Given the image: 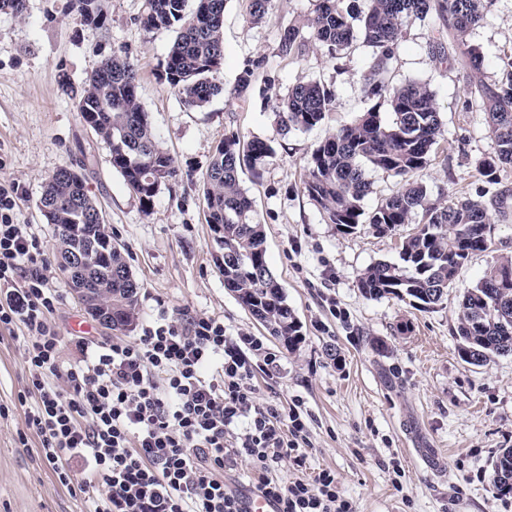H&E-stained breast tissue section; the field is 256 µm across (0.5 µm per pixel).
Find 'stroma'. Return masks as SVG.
Segmentation results:
<instances>
[{
    "label": "stroma",
    "mask_w": 512,
    "mask_h": 512,
    "mask_svg": "<svg viewBox=\"0 0 512 512\" xmlns=\"http://www.w3.org/2000/svg\"><path fill=\"white\" fill-rule=\"evenodd\" d=\"M319 0H274L265 20L250 26L240 0L224 11V67L232 86L246 60H266L278 76L277 95L297 83L333 88L336 110L308 131L281 134L260 101L215 97L190 109L157 78L174 32H145V0H103L104 28L91 30L66 13L67 0H27L25 17L0 12V189L13 192L12 219L30 225L50 266L47 276L62 294L55 314L64 338L61 355L78 360L73 320L87 323L91 340H132L159 314L223 321L227 335L263 338L280 360L274 377L259 376L261 402L280 406L302 396L312 415L308 475L335 470L358 512H512V496L497 495L488 478L492 456L512 448V355L486 365L457 354L458 302L490 266L512 256V199L490 212V247L459 269L442 305L421 311L393 297L366 299L358 279L378 261L399 259L397 236L365 228L340 232L326 223L303 191L312 149L352 123L368 102L362 74L370 54L354 45L333 63L316 48L288 57L278 50L282 29L313 15ZM445 41L447 61L429 45ZM484 57L474 70L449 40L445 21L407 26L391 63L390 79L429 84L440 105L446 150L420 176L430 194L446 200L477 197L484 184L474 163L493 154L486 114L469 88L494 80L512 52V0H494L486 20L466 37ZM139 64L138 95L160 143L180 170L143 210L113 169L108 143L83 121L62 87L82 88L112 51ZM261 139L274 153L263 177L243 173L266 233L267 262L302 325L304 339L288 350L224 286L222 256L206 222L202 183L225 134ZM68 165L83 174L109 235L124 246L141 288L133 325L116 332L87 314L74 298L57 260V241L38 200L45 179ZM27 387L22 342L0 330V512H85L82 493L63 487L28 435L18 395ZM27 443H20V435ZM405 472L395 487L390 461Z\"/></svg>",
    "instance_id": "35a3bbf8"
}]
</instances>
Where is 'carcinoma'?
I'll list each match as a JSON object with an SVG mask.
<instances>
[{
    "mask_svg": "<svg viewBox=\"0 0 512 512\" xmlns=\"http://www.w3.org/2000/svg\"><path fill=\"white\" fill-rule=\"evenodd\" d=\"M252 25L263 21L273 0H242ZM494 0H322L313 16L290 24L280 35L284 56L302 54L308 44L331 61L342 60L356 42L371 52L363 75L364 97L370 106L352 123L343 125L311 152L304 193L323 214L326 223L342 232L361 225L376 235L397 233L422 216L423 224L402 237L395 264L379 261L359 278L362 295L370 300L392 296L422 310L432 309L448 296V288L464 263L489 249V207L503 202L509 189L496 191L490 202L465 198L448 202L433 198L412 177L432 165L444 134L435 93L422 82L394 85L390 63L402 33L413 21L448 18L458 43L484 21ZM227 0H145L140 23L148 32L173 29L176 38L158 65L160 82L190 109H201L220 94L235 98L261 97L271 108L279 129L310 130L335 111V93L319 81L294 85L287 96H270L277 77L267 73L256 88V75L265 58L245 64L232 88L217 80L224 65V10ZM68 11L80 25L105 27L102 0H68ZM138 65L126 53L112 52L87 79L75 106L83 121L111 148L112 167L124 178L144 210H149L161 188L177 179L178 167L163 149L148 113L138 97ZM469 93L479 99L488 116L495 154L476 162L478 174L489 185L502 184L501 173L512 168V54L500 75L481 82ZM387 108L390 120L381 116ZM273 148L260 139L244 141L231 134L217 146L206 172L204 198L207 223L219 224L215 242L222 250L220 268L224 286L233 292L270 333L292 350L301 340L300 324L288 305L283 287L269 269L266 240L253 200L242 186L240 173L248 169L255 179ZM380 170L403 181L394 194L373 209L364 201L372 193L368 171ZM39 207L58 238L59 268L69 284L99 289L98 300L112 306L107 327L132 325L140 285L125 258V249L112 241L96 222L99 209L84 176L64 165L44 183ZM75 249L86 264L68 270L65 253ZM512 276V257L497 262L458 304L457 340L461 359L481 366L495 356L512 353V283L502 291L494 284ZM489 479L500 493H512V448L490 462Z\"/></svg>",
    "mask_w": 512,
    "mask_h": 512,
    "instance_id": "1",
    "label": "carcinoma"
}]
</instances>
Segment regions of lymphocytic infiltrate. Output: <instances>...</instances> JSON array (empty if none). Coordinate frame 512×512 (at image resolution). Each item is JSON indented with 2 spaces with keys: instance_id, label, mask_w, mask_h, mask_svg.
Segmentation results:
<instances>
[{
  "instance_id": "lymphocytic-infiltrate-1",
  "label": "lymphocytic infiltrate",
  "mask_w": 512,
  "mask_h": 512,
  "mask_svg": "<svg viewBox=\"0 0 512 512\" xmlns=\"http://www.w3.org/2000/svg\"><path fill=\"white\" fill-rule=\"evenodd\" d=\"M0 192V329H21L28 386L19 394L38 453L88 512H240L224 474L240 462L281 512H357L335 472L305 477L311 441L301 396L260 402L259 374L278 359L256 336H228L208 316L161 315L132 341L83 345L63 360L60 303L48 259ZM86 468L75 478L70 460ZM289 466L291 480L278 472Z\"/></svg>"
}]
</instances>
